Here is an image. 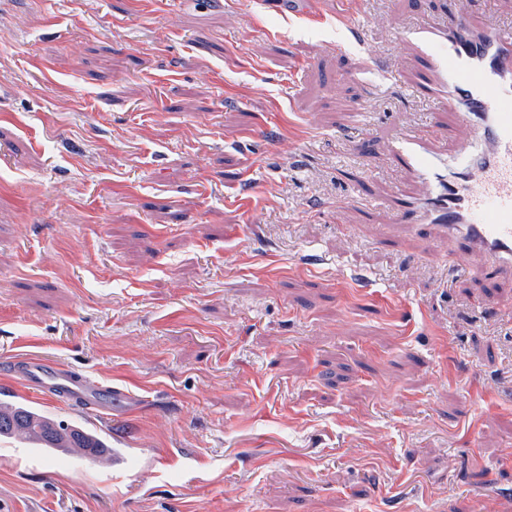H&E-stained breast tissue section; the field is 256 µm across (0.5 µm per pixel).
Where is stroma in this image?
<instances>
[{"label": "stroma", "instance_id": "obj_1", "mask_svg": "<svg viewBox=\"0 0 512 512\" xmlns=\"http://www.w3.org/2000/svg\"><path fill=\"white\" fill-rule=\"evenodd\" d=\"M172 2L0 0V399L112 444L0 439V512H512V272L379 206L404 134L484 148L411 31L512 0ZM28 390L51 394L67 405L78 406L92 412H104L109 416L113 406L141 408L142 399L112 385H105L90 377L60 368L45 360H21L15 365ZM114 390V391H113ZM103 396V399L100 398Z\"/></svg>", "mask_w": 512, "mask_h": 512}]
</instances>
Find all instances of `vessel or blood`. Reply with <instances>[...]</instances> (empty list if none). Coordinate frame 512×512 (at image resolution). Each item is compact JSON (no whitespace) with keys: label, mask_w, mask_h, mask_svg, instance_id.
I'll list each match as a JSON object with an SVG mask.
<instances>
[{"label":"vessel or blood","mask_w":512,"mask_h":512,"mask_svg":"<svg viewBox=\"0 0 512 512\" xmlns=\"http://www.w3.org/2000/svg\"><path fill=\"white\" fill-rule=\"evenodd\" d=\"M414 36L435 76L420 92L459 108L464 131L477 133L486 150L452 172L445 154L402 138L398 163L424 194L402 198L395 210L402 223L441 226L468 252L512 264V28L477 33L466 13L453 10L446 26L423 25ZM15 370L27 389L92 412L142 406L132 393L44 360L19 361Z\"/></svg>","instance_id":"obj_1"}]
</instances>
